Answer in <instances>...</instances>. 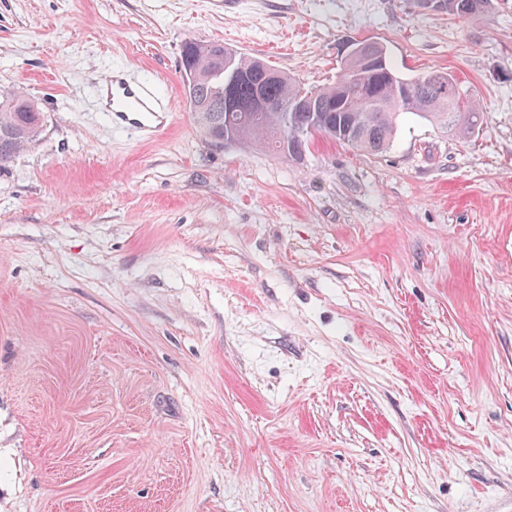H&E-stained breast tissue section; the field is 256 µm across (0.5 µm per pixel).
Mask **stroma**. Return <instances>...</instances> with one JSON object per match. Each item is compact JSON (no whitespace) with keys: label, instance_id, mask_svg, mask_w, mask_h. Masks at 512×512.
Masks as SVG:
<instances>
[{"label":"stroma","instance_id":"obj_1","mask_svg":"<svg viewBox=\"0 0 512 512\" xmlns=\"http://www.w3.org/2000/svg\"><path fill=\"white\" fill-rule=\"evenodd\" d=\"M359 39L479 127L298 161L197 131L185 42L319 88ZM116 67L171 126L112 128ZM14 93L44 127L0 170V512H512V0H0ZM441 10L449 16L458 19H472L476 17H490L494 10V0H442ZM492 5V10L486 6Z\"/></svg>","mask_w":512,"mask_h":512}]
</instances>
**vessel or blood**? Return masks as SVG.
<instances>
[{
	"instance_id": "b4317fda",
	"label": "vessel or blood",
	"mask_w": 512,
	"mask_h": 512,
	"mask_svg": "<svg viewBox=\"0 0 512 512\" xmlns=\"http://www.w3.org/2000/svg\"><path fill=\"white\" fill-rule=\"evenodd\" d=\"M104 110L113 127L131 134H153L164 128L170 115L163 94L152 80L129 81L121 72L106 75L100 84Z\"/></svg>"
}]
</instances>
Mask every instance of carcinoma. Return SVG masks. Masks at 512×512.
<instances>
[{
	"instance_id": "1",
	"label": "carcinoma",
	"mask_w": 512,
	"mask_h": 512,
	"mask_svg": "<svg viewBox=\"0 0 512 512\" xmlns=\"http://www.w3.org/2000/svg\"><path fill=\"white\" fill-rule=\"evenodd\" d=\"M489 4L495 5V0H441V10L458 19L485 18L492 14ZM196 45L195 41L183 44L181 63L183 69L199 75L196 96L210 111L195 127L212 142L218 136L232 135L241 146L263 145L291 159L295 153L303 154L315 138L323 137L378 155L389 149L403 114L433 122L452 136L468 135L479 125L480 103L475 98L463 100L453 76L443 83L445 72L433 70L406 79L387 59L380 68H367L350 59L344 63L350 80L338 75L333 83L307 91L288 73H273L267 63L243 54L234 61L240 73L235 96L246 102L260 92L280 111H228L224 74L212 71ZM303 98L315 102L319 111H294L296 101ZM43 118L38 103L24 95L13 94L0 101V167L37 141Z\"/></svg>"
}]
</instances>
